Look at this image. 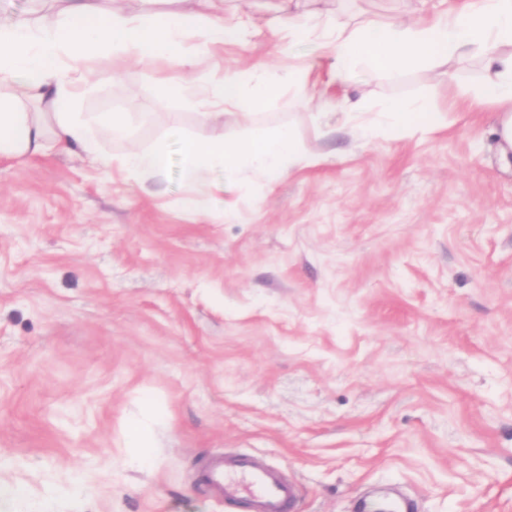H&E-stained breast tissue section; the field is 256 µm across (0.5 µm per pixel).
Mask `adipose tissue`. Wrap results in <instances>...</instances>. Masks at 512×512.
I'll list each match as a JSON object with an SVG mask.
<instances>
[{
    "label": "adipose tissue",
    "mask_w": 512,
    "mask_h": 512,
    "mask_svg": "<svg viewBox=\"0 0 512 512\" xmlns=\"http://www.w3.org/2000/svg\"><path fill=\"white\" fill-rule=\"evenodd\" d=\"M143 2L139 13L128 15L102 8L96 0H72L58 21L0 24V158L34 156L54 148L81 151L109 167L111 160L99 152L92 128L103 126L123 138L131 115L100 112L84 119L72 112V103L88 83L91 59L122 56L185 67L191 63L184 49L188 38H199L200 49L208 50L238 40L251 26L236 15L161 14L151 9L152 0ZM290 2L291 10L279 22L284 37L292 43L317 40L340 80L359 70L390 75L424 66L450 68L480 53L479 96L494 111L502 151H512V0H464L411 25L377 14L351 25L324 22L318 0ZM29 100L45 104V111H25ZM344 114L396 135L416 125L442 123L440 114L422 100L387 99L370 117L360 102L350 101Z\"/></svg>",
    "instance_id": "ef3b65f1"
}]
</instances>
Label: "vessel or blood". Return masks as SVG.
Returning a JSON list of instances; mask_svg holds the SVG:
<instances>
[{
    "label": "vessel or blood",
    "mask_w": 512,
    "mask_h": 512,
    "mask_svg": "<svg viewBox=\"0 0 512 512\" xmlns=\"http://www.w3.org/2000/svg\"><path fill=\"white\" fill-rule=\"evenodd\" d=\"M206 479L228 501H246L251 512H289L295 491L271 469L256 467L247 458L212 460Z\"/></svg>",
    "instance_id": "1"
}]
</instances>
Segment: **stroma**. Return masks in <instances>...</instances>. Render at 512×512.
Instances as JSON below:
<instances>
[{"label":"stroma","mask_w":512,"mask_h":512,"mask_svg":"<svg viewBox=\"0 0 512 512\" xmlns=\"http://www.w3.org/2000/svg\"><path fill=\"white\" fill-rule=\"evenodd\" d=\"M278 3L215 0L264 31L188 69L93 62L75 109L132 113L127 139L94 132L118 158L174 125L215 135L161 79L306 66L305 87L224 118L229 138L290 126L288 177L0 159V512H250L203 478L223 454L283 471L292 512H354L391 487L415 512H512V166L480 61L338 82L315 44L272 52ZM349 97L422 98L443 123L367 140L316 112Z\"/></svg>","instance_id":"obj_1"}]
</instances>
